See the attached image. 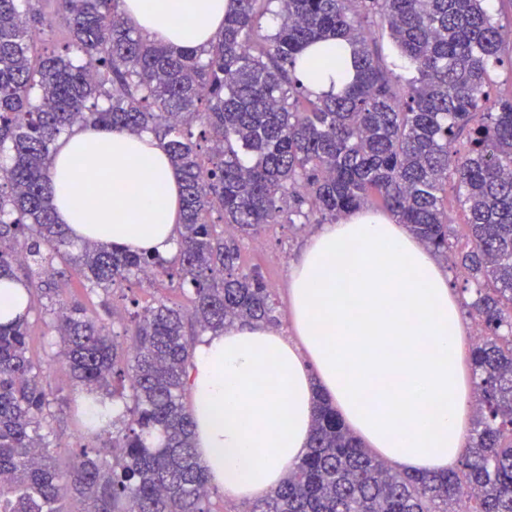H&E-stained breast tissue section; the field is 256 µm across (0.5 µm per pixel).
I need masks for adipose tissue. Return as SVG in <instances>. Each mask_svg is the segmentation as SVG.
<instances>
[{"mask_svg": "<svg viewBox=\"0 0 512 512\" xmlns=\"http://www.w3.org/2000/svg\"><path fill=\"white\" fill-rule=\"evenodd\" d=\"M231 5L121 0L143 36L196 48ZM47 176L56 220L74 240L175 248L181 183L154 136L74 129ZM462 305L446 266L391 216L321 225L290 271L293 336L239 325L195 347L187 389L212 486L245 503L278 487L307 452L319 392L363 446L401 471L454 468L473 413Z\"/></svg>", "mask_w": 512, "mask_h": 512, "instance_id": "1", "label": "adipose tissue"}]
</instances>
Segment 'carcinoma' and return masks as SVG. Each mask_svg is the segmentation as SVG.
I'll list each match as a JSON object with an SVG mask.
<instances>
[{"label":"carcinoma","instance_id":"carcinoma-1","mask_svg":"<svg viewBox=\"0 0 512 512\" xmlns=\"http://www.w3.org/2000/svg\"><path fill=\"white\" fill-rule=\"evenodd\" d=\"M42 0H0V280L27 290L26 315L0 323V512H214L183 403L193 346L186 325L222 332L276 325L262 272L239 241L270 224H336L378 202L446 263L482 328L471 351L475 416L457 468L411 475L369 453L317 398L309 451L247 512H512V27L486 0H233L206 48L139 34L119 0H54L73 56L32 65ZM274 27L261 33V20ZM389 36L406 75L376 51ZM353 74L315 95L331 67ZM75 126L149 132L182 180L176 254L74 243L55 222L47 180L55 143ZM466 209L459 238L444 200L448 172ZM231 225L224 237L210 220ZM146 271L192 287V307L159 298L134 312L119 342L98 314L60 297L74 274L106 296ZM53 316L56 356L86 392V434L110 428L112 460L82 448L53 463L44 428L56 401L28 355L29 314ZM123 410L113 416L110 404Z\"/></svg>","mask_w":512,"mask_h":512}]
</instances>
